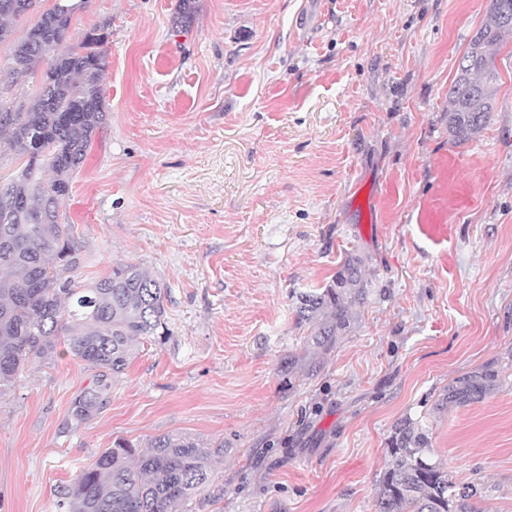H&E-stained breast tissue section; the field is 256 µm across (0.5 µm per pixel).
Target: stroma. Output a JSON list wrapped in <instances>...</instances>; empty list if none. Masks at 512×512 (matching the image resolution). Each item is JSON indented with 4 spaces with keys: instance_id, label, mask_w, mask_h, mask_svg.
Returning a JSON list of instances; mask_svg holds the SVG:
<instances>
[{
    "instance_id": "obj_1",
    "label": "stroma",
    "mask_w": 512,
    "mask_h": 512,
    "mask_svg": "<svg viewBox=\"0 0 512 512\" xmlns=\"http://www.w3.org/2000/svg\"><path fill=\"white\" fill-rule=\"evenodd\" d=\"M86 0L69 46L104 29L107 120L71 177L80 282L133 262L170 290L166 339L134 343L107 404L75 425L93 372L59 346L0 396V512H67L113 441L223 444L186 512H376L387 438L408 417L482 512H512V39L487 126L459 142L448 88L490 0ZM0 103L36 95L9 73ZM364 304L317 368L297 292L346 251ZM494 365L466 407L450 379ZM499 383V371L492 365H483L448 382V387L443 390V400L448 405L467 406L483 400L497 389Z\"/></svg>"
}]
</instances>
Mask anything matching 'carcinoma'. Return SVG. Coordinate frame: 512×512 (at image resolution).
<instances>
[{
	"label": "carcinoma",
	"mask_w": 512,
	"mask_h": 512,
	"mask_svg": "<svg viewBox=\"0 0 512 512\" xmlns=\"http://www.w3.org/2000/svg\"><path fill=\"white\" fill-rule=\"evenodd\" d=\"M1 2L0 42L12 34L10 23L38 0ZM78 10L79 0H59L28 28L14 47L11 72L22 76L42 63L41 86L25 108L0 104V136L7 135L11 151L24 159L15 178L0 181V393L27 366L51 358L62 338L95 372L93 386L71 405V418L80 424L107 403L133 342L163 336L168 287L132 262L89 284L74 276L79 249L59 207L107 112L100 86L106 35L95 28L79 48L67 45ZM195 12V0H180L173 23L186 28ZM508 13L512 0H491L489 19L471 38L448 88V130L460 141L480 133L494 109L496 56L512 38ZM363 265L361 255L347 253L331 283L296 296V324L310 329L306 353L327 352L350 327L353 308L366 296ZM499 383V371L483 365L448 382L443 400L467 406ZM429 448L427 432L412 419L395 423L378 480L377 512H480L478 487L453 481L427 455ZM211 456H224V443L206 451L190 435H164L140 449L119 439L68 490L69 512H182L208 481Z\"/></svg>",
	"instance_id": "1"
}]
</instances>
